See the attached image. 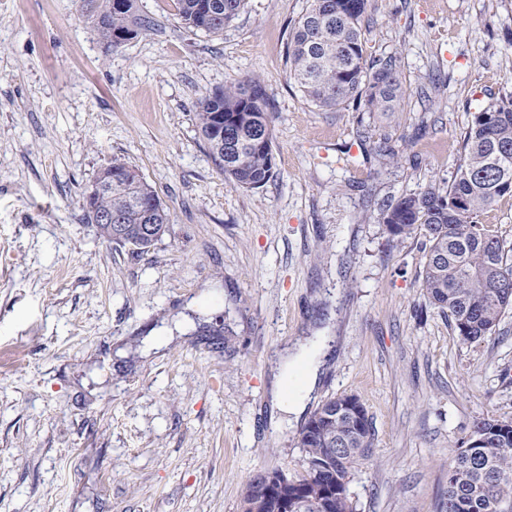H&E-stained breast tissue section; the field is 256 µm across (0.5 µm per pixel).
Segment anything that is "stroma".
<instances>
[{
    "label": "stroma",
    "mask_w": 512,
    "mask_h": 512,
    "mask_svg": "<svg viewBox=\"0 0 512 512\" xmlns=\"http://www.w3.org/2000/svg\"><path fill=\"white\" fill-rule=\"evenodd\" d=\"M308 4L248 0L214 37L137 0L153 26L114 50L79 0H0V512H241L257 472L304 473L305 415L269 396L300 338L337 339L308 412L355 394L373 421L355 512H440L472 422L512 420V311L460 341L419 288V243L379 222L451 182L472 113L512 97V0H370L368 55L402 61L394 112L323 111L289 81ZM251 77L277 176L247 191L195 113ZM115 162L167 210L148 252L83 216Z\"/></svg>",
    "instance_id": "obj_1"
}]
</instances>
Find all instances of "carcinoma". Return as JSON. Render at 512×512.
<instances>
[{
    "label": "carcinoma",
    "instance_id": "1",
    "mask_svg": "<svg viewBox=\"0 0 512 512\" xmlns=\"http://www.w3.org/2000/svg\"><path fill=\"white\" fill-rule=\"evenodd\" d=\"M113 0H82V13L114 49L119 32L136 34L153 21ZM176 16L190 32L217 35L244 10L247 0H173ZM368 0H310L294 23L285 51L288 78L305 100L323 110L350 101L368 112H391L405 94L394 55L367 56L363 22ZM264 91L254 79L217 88L197 104V126L224 179L245 190L276 177ZM137 170L112 163V180L94 195L95 210L121 217L128 230L156 227L139 247L150 250L163 236L168 214L152 186ZM512 197V99L473 113L463 153L451 183H430L403 196L381 213L388 241L419 239L424 253L418 281L428 301L447 314L456 336L477 342L496 332L512 308V243L483 215ZM506 420H475L448 468L440 512H512V426ZM374 429L355 395L333 397L318 407L299 433L304 474L290 512H354L344 492L350 471L372 446ZM336 488V496L329 488Z\"/></svg>",
    "mask_w": 512,
    "mask_h": 512
}]
</instances>
